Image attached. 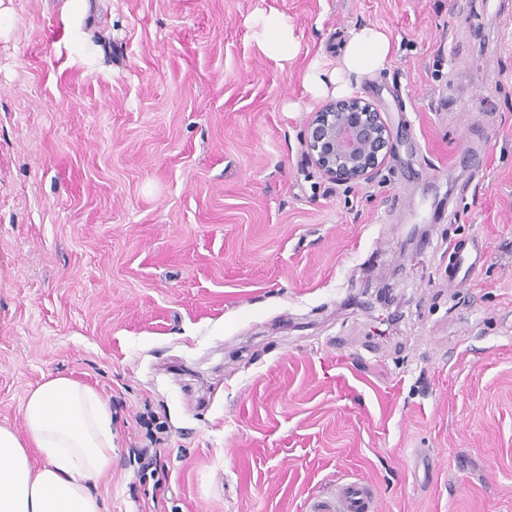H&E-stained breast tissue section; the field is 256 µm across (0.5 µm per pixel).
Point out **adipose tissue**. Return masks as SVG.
Masks as SVG:
<instances>
[{
    "mask_svg": "<svg viewBox=\"0 0 512 512\" xmlns=\"http://www.w3.org/2000/svg\"><path fill=\"white\" fill-rule=\"evenodd\" d=\"M254 27L265 55L278 62L294 57L297 43L282 15L260 14ZM392 52L383 28H355L336 68L312 63L304 84L318 97L347 95L384 68ZM22 410L27 438L0 426V512H105L88 488L112 467V416L99 394L55 376L28 394Z\"/></svg>",
    "mask_w": 512,
    "mask_h": 512,
    "instance_id": "ef3b65f1",
    "label": "adipose tissue"
}]
</instances>
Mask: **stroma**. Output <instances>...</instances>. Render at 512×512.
Wrapping results in <instances>:
<instances>
[{
    "instance_id": "obj_1",
    "label": "stroma",
    "mask_w": 512,
    "mask_h": 512,
    "mask_svg": "<svg viewBox=\"0 0 512 512\" xmlns=\"http://www.w3.org/2000/svg\"><path fill=\"white\" fill-rule=\"evenodd\" d=\"M503 0H0V426L49 376L112 412L108 512H512V8ZM299 48L266 57L253 18ZM381 173L304 156L351 29ZM485 254L448 283V243ZM165 425L141 483L138 416ZM255 38L263 53L275 61L290 60L297 51L292 28L277 12L262 13L254 20ZM392 52L390 36L383 28H354L336 68L328 72L320 62L315 61L305 72L304 84L318 97L347 95L363 76L384 68ZM313 512H377L378 503L370 485L337 484L333 493L312 506Z\"/></svg>"
}]
</instances>
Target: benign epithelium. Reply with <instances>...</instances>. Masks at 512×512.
<instances>
[{
    "label": "benign epithelium",
    "instance_id": "7a95c632",
    "mask_svg": "<svg viewBox=\"0 0 512 512\" xmlns=\"http://www.w3.org/2000/svg\"><path fill=\"white\" fill-rule=\"evenodd\" d=\"M393 132L378 107L358 96L332 100L307 121L311 164L338 185L373 177L385 164Z\"/></svg>",
    "mask_w": 512,
    "mask_h": 512
}]
</instances>
